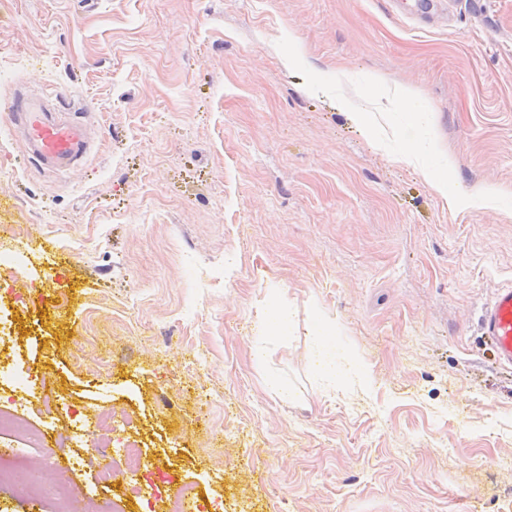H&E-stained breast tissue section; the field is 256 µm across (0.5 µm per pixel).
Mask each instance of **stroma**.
<instances>
[{
  "instance_id": "obj_1",
  "label": "stroma",
  "mask_w": 512,
  "mask_h": 512,
  "mask_svg": "<svg viewBox=\"0 0 512 512\" xmlns=\"http://www.w3.org/2000/svg\"><path fill=\"white\" fill-rule=\"evenodd\" d=\"M13 0L0 14V348L57 401L122 412L126 512H512V370L479 330L512 285V0ZM427 112L364 133L375 78ZM88 125L31 158L15 93ZM433 149L406 157L414 136ZM450 175L449 206L424 174ZM286 338L255 359L269 292ZM331 321L328 346L315 317ZM359 383L333 384L319 359ZM282 392H272L268 377ZM506 467L481 468L485 458Z\"/></svg>"
}]
</instances>
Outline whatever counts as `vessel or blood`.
Returning <instances> with one entry per match:
<instances>
[{
	"label": "vessel or blood",
	"mask_w": 512,
	"mask_h": 512,
	"mask_svg": "<svg viewBox=\"0 0 512 512\" xmlns=\"http://www.w3.org/2000/svg\"><path fill=\"white\" fill-rule=\"evenodd\" d=\"M11 121L21 126L33 155L43 164L64 171L86 151L84 126L54 118L24 96H16ZM480 328L494 361L512 367V286L497 289L483 309Z\"/></svg>",
	"instance_id": "obj_1"
}]
</instances>
